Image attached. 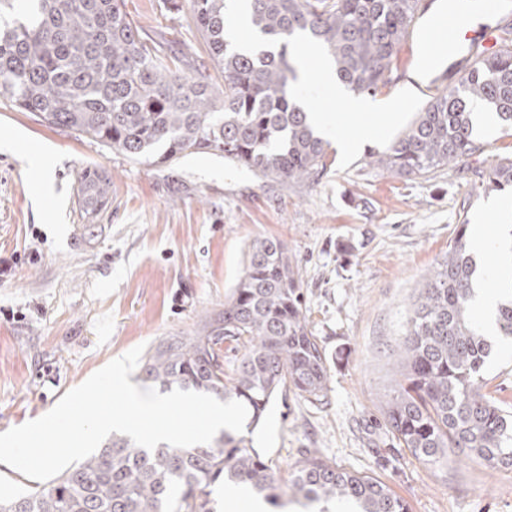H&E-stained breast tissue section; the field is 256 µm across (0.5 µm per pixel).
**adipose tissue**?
I'll list each match as a JSON object with an SVG mask.
<instances>
[{"label":"adipose tissue","mask_w":512,"mask_h":512,"mask_svg":"<svg viewBox=\"0 0 512 512\" xmlns=\"http://www.w3.org/2000/svg\"><path fill=\"white\" fill-rule=\"evenodd\" d=\"M305 57L315 59V71H301L299 91L303 104L309 111L313 127L319 134L331 140L341 152L353 154L378 139L381 128L372 120L377 102L353 95L336 79L330 61L305 48ZM357 118L354 134L343 132V122ZM472 250L483 256H495V263L486 265L475 289L471 306L479 315V327L484 335L497 332L496 311L502 299L501 285L512 279V226L490 225L488 215H479L472 233Z\"/></svg>","instance_id":"ef3b65f1"}]
</instances>
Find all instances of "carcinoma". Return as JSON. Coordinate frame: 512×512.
I'll return each instance as SVG.
<instances>
[{"label":"carcinoma","mask_w":512,"mask_h":512,"mask_svg":"<svg viewBox=\"0 0 512 512\" xmlns=\"http://www.w3.org/2000/svg\"><path fill=\"white\" fill-rule=\"evenodd\" d=\"M0 0V99L42 122L151 164L220 152L265 181H316L327 171L325 143L292 88L287 47L299 35L330 56L347 89L373 94L392 71L397 46L416 24L419 0H252L258 31L278 52L243 51L225 39L224 0H188L210 62L148 44L120 0ZM500 50L480 57L458 86L431 98L389 149L374 160L403 177H426L483 152L473 106L512 126V27ZM221 73L224 89L213 72ZM477 176L485 193L512 189V159ZM108 179L83 177L84 211L106 202ZM478 258L465 225L425 279L399 345L401 380L384 417L398 444L435 467L462 455L512 469V415L485 392L492 343L479 332L470 299ZM499 335L512 336V284L497 308ZM243 347L224 370L221 345ZM142 380L162 392L193 389L251 410L262 420L271 399L293 389L328 402L327 360L309 329L304 292L288 246L252 242L224 310L191 336L163 337L145 353ZM244 485L274 506L283 501L347 503L358 512H409L379 479L308 454L282 483L245 435L223 430L206 445L146 450L114 436L96 453L0 512H205V489Z\"/></svg>","instance_id":"1"}]
</instances>
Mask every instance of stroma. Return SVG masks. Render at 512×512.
<instances>
[{
  "mask_svg": "<svg viewBox=\"0 0 512 512\" xmlns=\"http://www.w3.org/2000/svg\"><path fill=\"white\" fill-rule=\"evenodd\" d=\"M418 30L398 46L389 80L373 93L401 101L384 136L349 159L327 149L315 182L256 177L222 153H194L155 165L47 125L0 102V256L15 257L0 278V433L39 418L66 392L133 347L190 335L222 310L249 244L287 243L305 295L309 327L325 349L327 404L295 392L277 396L251 434L279 477L305 451L369 473L411 512H512V469L466 460L434 469L401 448L383 415L399 378L397 345L427 273L460 224L512 193H484L476 178L512 158V129L499 126L485 149L430 178L398 177L370 164L429 100L421 81L457 85L449 57H425L424 30L445 0H421ZM157 42L206 46L190 10L166 13L162 0H123ZM56 159L42 191L34 150ZM110 180L93 215L79 202L92 170ZM487 390L512 413V338L493 337Z\"/></svg>",
  "mask_w": 512,
  "mask_h": 512,
  "instance_id": "obj_1",
  "label": "stroma"
}]
</instances>
